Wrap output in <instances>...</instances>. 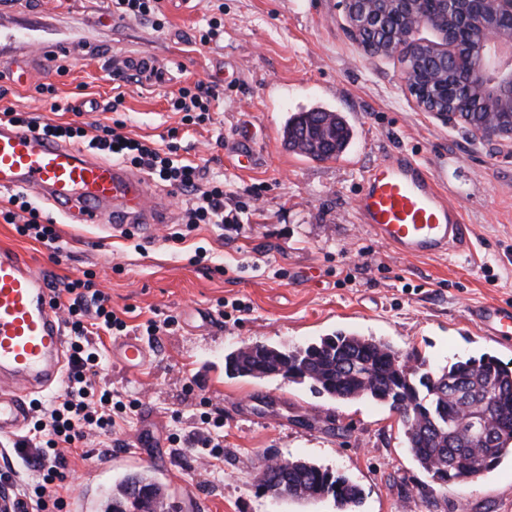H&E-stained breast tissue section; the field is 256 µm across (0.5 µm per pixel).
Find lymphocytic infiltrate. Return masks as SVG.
Instances as JSON below:
<instances>
[{
    "label": "lymphocytic infiltrate",
    "mask_w": 512,
    "mask_h": 512,
    "mask_svg": "<svg viewBox=\"0 0 512 512\" xmlns=\"http://www.w3.org/2000/svg\"><path fill=\"white\" fill-rule=\"evenodd\" d=\"M217 86L203 82L180 88L171 100L173 111L182 115L183 124L201 125L210 119V106L217 100ZM0 125L24 126L60 143L88 142L99 153L145 171L177 196L188 199L183 221L187 224H218L239 232V213L225 212L224 184L203 181L198 167L182 162L175 145L131 138L103 124H56L40 122L29 113L12 107H0ZM9 207L0 219L14 225L19 235L44 245L58 242L59 235L51 217L33 205L27 193L17 192L8 199ZM54 301L63 308L68 333V371L63 394L51 405L33 400L37 417L28 432L10 445L13 463L0 469V482L13 485L14 512H65L67 502L58 493L69 477L68 460L63 451L81 442L87 431L108 434L129 422L137 400H123L100 375L103 356L102 335L123 330L124 321L113 311L108 298L97 288L92 273L65 282L55 289ZM36 468L41 477L32 485L19 478V466Z\"/></svg>",
    "instance_id": "obj_1"
}]
</instances>
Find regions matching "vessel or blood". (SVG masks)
Here are the masks:
<instances>
[{"label":"vessel or blood","mask_w":512,"mask_h":512,"mask_svg":"<svg viewBox=\"0 0 512 512\" xmlns=\"http://www.w3.org/2000/svg\"><path fill=\"white\" fill-rule=\"evenodd\" d=\"M24 189L82 224H162L169 200L142 176L82 147L23 127L0 126V190ZM356 211L374 236L401 256H429L465 243L460 213L440 192L431 168L409 155L382 158L368 170ZM471 321L486 335L512 340V305L487 301ZM64 322L49 282L15 251L0 248V438L27 425L30 395L58 389L65 373ZM115 363L143 367L149 349L130 336L112 349Z\"/></svg>","instance_id":"1"}]
</instances>
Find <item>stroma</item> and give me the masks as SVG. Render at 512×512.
Returning a JSON list of instances; mask_svg holds the SVG:
<instances>
[{
	"instance_id": "obj_1",
	"label": "stroma",
	"mask_w": 512,
	"mask_h": 512,
	"mask_svg": "<svg viewBox=\"0 0 512 512\" xmlns=\"http://www.w3.org/2000/svg\"><path fill=\"white\" fill-rule=\"evenodd\" d=\"M106 0H7L0 28L27 29L32 39L60 41L51 60L0 41L5 105L39 121L71 122L68 102L122 96L115 117L123 132L159 144L176 140L180 160L205 179L224 181V207L242 209L244 227L183 224L179 198L168 223L76 224L57 217V248L20 236L0 222L10 247L50 286L95 275L98 288L128 327L173 316L151 340L150 359L129 374L107 365V383L138 411L112 437L88 431L68 452L70 489L99 498L91 479L104 454L110 482L151 471L176 512H340L333 498L277 499L259 477L267 460L302 459L356 483V512H512V461L491 472L439 484L406 448L398 414L370 399L339 401L309 383L282 377L232 378L229 352L251 344L302 346L339 332L389 342L440 369L460 356L489 353L512 367V348L482 336L470 306L512 301V157L473 139L462 126L422 111L406 93L400 58L370 55L351 36L341 0H163V30L107 13ZM221 16L224 34L195 44L199 29ZM152 53L161 79L135 74L116 82L112 59ZM29 70L11 80L18 60ZM66 75H58V66ZM222 82L211 119L183 125L168 100L180 87ZM53 85L54 98L36 93ZM321 106L346 115L353 139L336 159L314 161L286 149L288 118ZM84 108L85 123L103 120ZM246 131L250 161L233 136ZM398 150L428 165L441 192L458 206L464 247L405 257L376 240L354 206L368 168ZM182 239L169 241L170 229ZM201 264H191L195 253ZM224 421L220 458L171 443L172 434L202 431L201 412ZM146 435L153 447L135 452Z\"/></svg>"
}]
</instances>
